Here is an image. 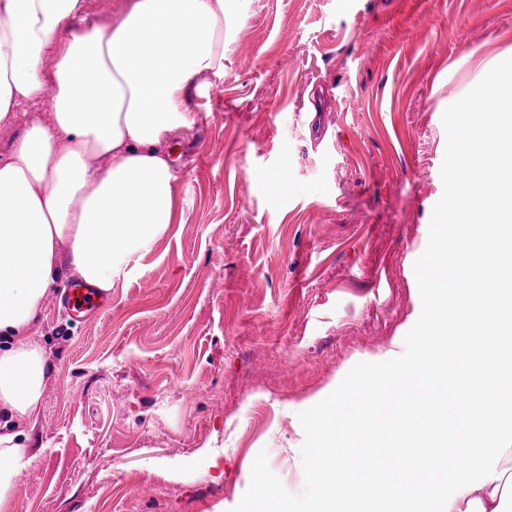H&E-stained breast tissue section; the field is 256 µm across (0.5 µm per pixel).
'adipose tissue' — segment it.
<instances>
[{
  "instance_id": "1",
  "label": "adipose tissue",
  "mask_w": 512,
  "mask_h": 512,
  "mask_svg": "<svg viewBox=\"0 0 512 512\" xmlns=\"http://www.w3.org/2000/svg\"><path fill=\"white\" fill-rule=\"evenodd\" d=\"M239 0H127L108 24L83 0H0V125L28 119L0 160V512H16L14 478L39 451L49 364L30 330L61 278L103 294L176 218L163 136L187 124L193 80H224V22ZM80 32L66 34L71 21ZM105 157L106 168L91 159ZM67 253H60V245Z\"/></svg>"
}]
</instances>
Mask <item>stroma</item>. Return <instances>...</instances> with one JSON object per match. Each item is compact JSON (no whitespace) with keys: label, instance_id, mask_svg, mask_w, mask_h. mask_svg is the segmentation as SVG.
Listing matches in <instances>:
<instances>
[{"label":"stroma","instance_id":"1","mask_svg":"<svg viewBox=\"0 0 512 512\" xmlns=\"http://www.w3.org/2000/svg\"><path fill=\"white\" fill-rule=\"evenodd\" d=\"M508 57L512 0H244L223 83L197 77L165 135L175 223L96 318L53 297L33 328L50 371L18 512H232L262 451L300 493L290 408L417 320L442 114Z\"/></svg>","mask_w":512,"mask_h":512}]
</instances>
